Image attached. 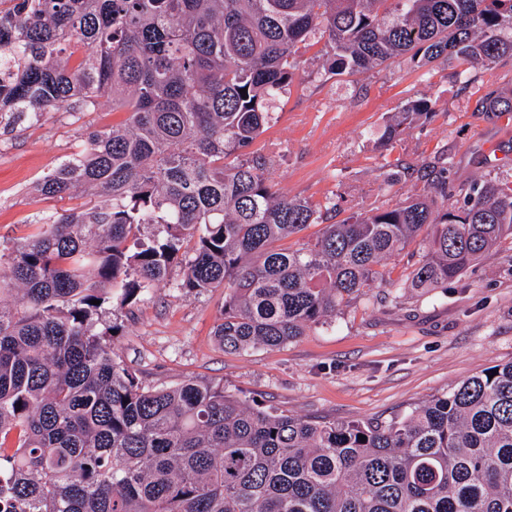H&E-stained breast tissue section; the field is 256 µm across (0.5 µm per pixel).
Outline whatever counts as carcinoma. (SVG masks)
<instances>
[{
	"label": "carcinoma",
	"mask_w": 512,
	"mask_h": 512,
	"mask_svg": "<svg viewBox=\"0 0 512 512\" xmlns=\"http://www.w3.org/2000/svg\"><path fill=\"white\" fill-rule=\"evenodd\" d=\"M322 40L337 74L488 67L512 56V0H0V128L104 99L125 113L36 184L83 202L0 252V512H512V361L344 422L211 381L147 387L112 346L175 267L187 296L224 289L214 336L247 353L395 287L385 261L415 241L408 287L439 288L512 238V181L455 187L443 152L421 160L423 193L333 224L337 205L276 187L251 147ZM432 109L389 117L379 151ZM476 110L512 98L486 89Z\"/></svg>",
	"instance_id": "obj_1"
}]
</instances>
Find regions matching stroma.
<instances>
[{"label": "stroma", "mask_w": 512, "mask_h": 512, "mask_svg": "<svg viewBox=\"0 0 512 512\" xmlns=\"http://www.w3.org/2000/svg\"><path fill=\"white\" fill-rule=\"evenodd\" d=\"M480 87L512 96V58L488 69L457 60L418 67L402 58L349 76L329 72L314 47L254 149L269 158L282 192L337 203L341 216L402 200L425 184L411 177L381 190L375 145L388 116L424 98L433 117L408 129L388 161L414 163L445 152L448 181L456 186L492 169L512 175V117L489 121L476 112ZM123 118L107 101L98 112H47L0 131V250L29 235L50 209L34 190L37 181L89 132ZM223 305L220 288L191 297L169 285L153 289L123 315L115 346L148 386L198 378L294 415L385 420L512 361V241L503 240L448 287L371 289L328 324L276 348L224 351L212 334Z\"/></svg>", "instance_id": "1"}]
</instances>
